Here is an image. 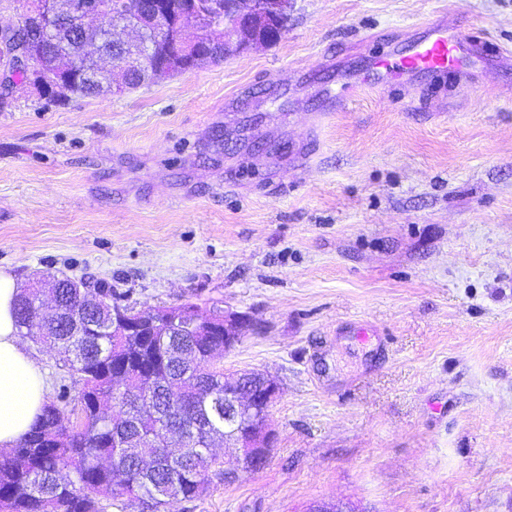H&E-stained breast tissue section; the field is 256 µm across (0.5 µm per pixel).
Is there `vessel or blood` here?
<instances>
[{
  "label": "vessel or blood",
  "instance_id": "1",
  "mask_svg": "<svg viewBox=\"0 0 512 512\" xmlns=\"http://www.w3.org/2000/svg\"><path fill=\"white\" fill-rule=\"evenodd\" d=\"M498 52L489 40L439 21L415 33L401 52L373 57L367 80L382 84L395 79L411 81L421 75L454 79Z\"/></svg>",
  "mask_w": 512,
  "mask_h": 512
}]
</instances>
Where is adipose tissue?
Instances as JSON below:
<instances>
[{
  "label": "adipose tissue",
  "mask_w": 512,
  "mask_h": 512,
  "mask_svg": "<svg viewBox=\"0 0 512 512\" xmlns=\"http://www.w3.org/2000/svg\"><path fill=\"white\" fill-rule=\"evenodd\" d=\"M17 294L13 276L0 270V450L5 451L27 434L48 393L40 365L20 343L14 317Z\"/></svg>",
  "instance_id": "adipose-tissue-1"
}]
</instances>
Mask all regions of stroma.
I'll return each instance as SVG.
<instances>
[{
    "mask_svg": "<svg viewBox=\"0 0 512 512\" xmlns=\"http://www.w3.org/2000/svg\"><path fill=\"white\" fill-rule=\"evenodd\" d=\"M443 16L501 56L340 102ZM0 269L254 322L224 374L278 381L268 460L176 512H512V0H292L276 44L120 96L13 82Z\"/></svg>",
    "mask_w": 512,
    "mask_h": 512,
    "instance_id": "obj_1",
    "label": "stroma"
}]
</instances>
